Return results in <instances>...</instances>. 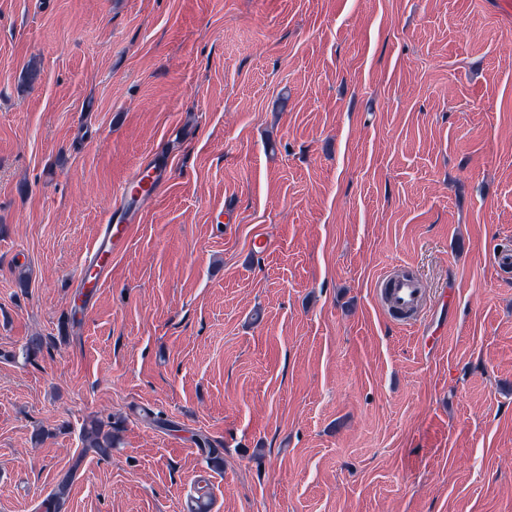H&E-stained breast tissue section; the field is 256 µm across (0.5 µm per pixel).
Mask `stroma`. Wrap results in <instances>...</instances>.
<instances>
[{
    "label": "stroma",
    "instance_id": "35a3bbf8",
    "mask_svg": "<svg viewBox=\"0 0 512 512\" xmlns=\"http://www.w3.org/2000/svg\"><path fill=\"white\" fill-rule=\"evenodd\" d=\"M503 244L512 0H0V512H512ZM170 165L168 161L155 156L141 162L121 187L119 201L111 208L100 234L86 257L75 279L73 288L88 289L94 294L103 279L112 268V257L124 247L130 231V224L137 215L131 210L134 195H152L168 179ZM137 190V191H136ZM384 290V300L388 309L411 315L423 304V288L413 276H397L390 279ZM85 448L92 449L101 456L112 452V432H105L101 422L91 420L84 430ZM79 462H74L66 471L61 473L54 488L43 503L44 512H62L79 468Z\"/></svg>",
    "mask_w": 512,
    "mask_h": 512
}]
</instances>
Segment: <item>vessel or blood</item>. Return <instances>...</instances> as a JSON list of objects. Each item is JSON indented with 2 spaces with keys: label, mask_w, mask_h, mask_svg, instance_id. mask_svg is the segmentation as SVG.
Here are the masks:
<instances>
[{
  "label": "vessel or blood",
  "mask_w": 512,
  "mask_h": 512,
  "mask_svg": "<svg viewBox=\"0 0 512 512\" xmlns=\"http://www.w3.org/2000/svg\"><path fill=\"white\" fill-rule=\"evenodd\" d=\"M169 170L167 160L158 156L137 165L123 184L118 202L102 224L100 234L74 282L75 287L96 292L112 268L113 256L123 249L130 226L136 220L131 208L133 196L138 192L152 195L167 180ZM384 300L390 311L411 315L423 304V289L414 277L398 276L387 282Z\"/></svg>",
  "instance_id": "1"
}]
</instances>
